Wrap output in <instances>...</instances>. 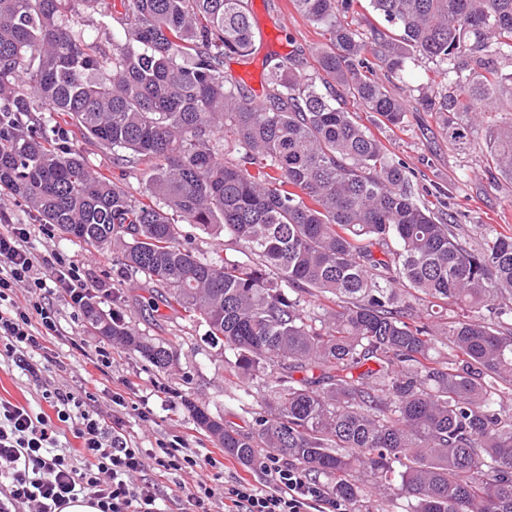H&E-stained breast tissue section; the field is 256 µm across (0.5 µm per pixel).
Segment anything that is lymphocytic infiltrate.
Instances as JSON below:
<instances>
[{
	"label": "lymphocytic infiltrate",
	"mask_w": 512,
	"mask_h": 512,
	"mask_svg": "<svg viewBox=\"0 0 512 512\" xmlns=\"http://www.w3.org/2000/svg\"><path fill=\"white\" fill-rule=\"evenodd\" d=\"M30 236L26 225L0 226V359L33 375L35 356L48 354L62 329L49 294L63 292L81 309L97 291L67 255L41 257ZM21 288L29 293L22 304L15 299ZM40 399L39 411L0 400V512H62L81 496L99 512H163L157 485L140 478L149 470L193 474L192 486L180 489L182 512H212L219 498L224 512H347L319 481L279 459L263 460L262 484L218 482L213 460L179 436L138 447L121 426L108 425L90 392L44 386ZM67 432L81 442L78 459L56 451Z\"/></svg>",
	"instance_id": "lymphocytic-infiltrate-1"
}]
</instances>
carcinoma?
Masks as SVG:
<instances>
[{"mask_svg":"<svg viewBox=\"0 0 512 512\" xmlns=\"http://www.w3.org/2000/svg\"><path fill=\"white\" fill-rule=\"evenodd\" d=\"M102 2L0 0V195L154 281L224 344L232 375L262 380L245 428L189 405L225 454L285 455L348 512L395 491L410 512H512V236L470 248L345 108L400 126L406 105L374 74L426 60L444 84L417 86L415 110L467 143L483 115L512 107V0H293L329 34L321 75L274 58L259 104L224 75L256 41L248 0ZM355 3L362 32L340 20ZM85 13L119 23L120 39L91 37ZM485 138L512 180V121ZM85 145L142 167L148 198L89 166ZM181 224L232 237L255 262L197 254ZM307 295L331 305L311 312ZM417 300L431 317L450 303L462 314L433 324ZM493 305L494 327L478 318ZM83 315L94 335L173 364L120 314L92 303Z\"/></svg>","mask_w":512,"mask_h":512,"instance_id":"cac0c4a2","label":"carcinoma"}]
</instances>
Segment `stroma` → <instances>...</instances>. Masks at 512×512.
<instances>
[{
	"instance_id": "35a3bbf8",
	"label": "stroma",
	"mask_w": 512,
	"mask_h": 512,
	"mask_svg": "<svg viewBox=\"0 0 512 512\" xmlns=\"http://www.w3.org/2000/svg\"><path fill=\"white\" fill-rule=\"evenodd\" d=\"M248 8L262 39L248 59L226 61L228 74L253 94L263 95L265 61L272 54L270 41L274 38L303 48L304 71L316 73V56L326 39L319 26L295 10L292 0H248ZM359 118L386 144L393 159L414 172L421 200L441 203L457 212L472 247H479L488 232L512 236V181L486 171L483 134L474 135L469 144L459 148L440 137L436 118L426 112L408 109L403 125L392 129L374 125L368 112H360ZM181 231L198 254H217L231 260L243 257L240 245L230 237L208 234L190 224L182 225ZM30 241L41 254L58 252L82 263L100 287L97 304L102 310L120 313L141 335L164 340L175 354L173 365L160 370L140 353L116 347L110 366L101 365L95 349L104 345V338L93 335L82 312L57 293L51 300L61 318L63 336L52 356L39 358L40 382L86 389L97 397L100 410L107 415L115 411L111 396L116 392L129 404L147 402L150 414L145 419L130 408L115 411L139 447L153 448L178 435L193 451L211 453L216 462L214 472L221 480H262L258 465L226 456L193 424L188 409L192 402L238 425L250 420L256 408V382L231 376L224 351L210 343L206 326L181 320L162 304L148 309L157 285L144 276L127 273L115 263L102 262L86 244L56 232L44 236L36 227L31 230Z\"/></svg>"
}]
</instances>
